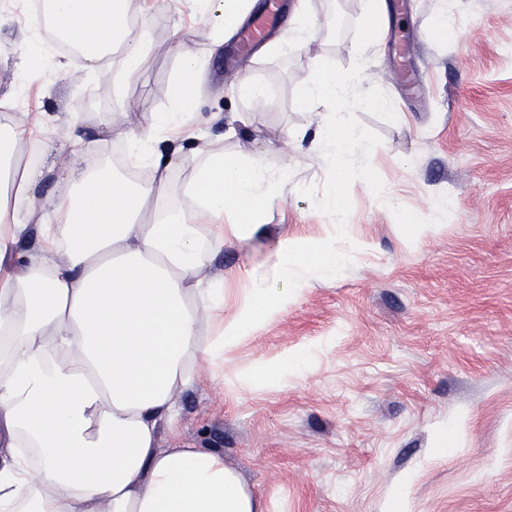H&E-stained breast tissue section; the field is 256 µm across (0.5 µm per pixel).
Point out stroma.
<instances>
[{
  "mask_svg": "<svg viewBox=\"0 0 512 512\" xmlns=\"http://www.w3.org/2000/svg\"><path fill=\"white\" fill-rule=\"evenodd\" d=\"M386 3L389 31L366 47L365 0H308L310 16L335 18V28L278 58L232 38L211 53L210 25L184 0H134L129 36L151 43L137 70L117 85L120 53L100 73L71 60L9 118L25 125L46 113L63 162L72 148L57 114L93 115L109 163L130 124L170 108L181 49L206 55L203 111L246 119L233 140L223 123L203 128L213 152L264 148L288 167L283 201L213 262L229 296L248 293L239 268L264 275L287 236L339 235L355 258L336 277L308 278L285 313L228 353L215 383L185 391L161 447L220 451L266 512H386L398 493L407 512H512V0ZM444 12L455 18L448 37L435 30ZM360 54L368 80L358 96L388 106L349 108L376 148L353 162L398 205L350 183L340 225L312 203L329 168L286 133L317 125L296 103L311 61L343 71ZM244 74L266 86L265 105L238 92ZM437 194L454 214L430 208ZM412 224L430 231L414 237ZM293 355L304 363L285 381L251 380Z\"/></svg>",
  "mask_w": 512,
  "mask_h": 512,
  "instance_id": "35a3bbf8",
  "label": "stroma"
}]
</instances>
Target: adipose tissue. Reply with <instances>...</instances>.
Listing matches in <instances>:
<instances>
[{
  "mask_svg": "<svg viewBox=\"0 0 512 512\" xmlns=\"http://www.w3.org/2000/svg\"><path fill=\"white\" fill-rule=\"evenodd\" d=\"M187 2L213 26L219 47L254 7ZM128 10L129 0H42L0 107L19 96L18 78L47 86L66 69L67 58L45 47V27L76 45L90 71H101L118 47L114 80L137 68L151 46L128 38ZM204 70V59L184 49L171 109L126 132L131 160L152 171L143 181L103 167L94 122L78 113L59 119L74 145L63 166L50 162L57 149L42 116L25 127L0 119V512H265L222 453L162 449L159 432L175 429L181 392L203 384L232 347L287 310L305 268L332 277L353 253L283 240V289L251 279L249 298L225 313L224 281L207 268L225 245L257 232L280 202L288 170L271 167L263 152L212 153L200 136L199 164L175 193L178 139L206 121L196 110ZM366 73L362 59L341 73L314 61L297 101L322 125L311 138L288 133L309 140L327 163L331 177L314 206L339 217L348 182L381 192L368 168L349 164L375 151L344 114Z\"/></svg>",
  "mask_w": 512,
  "mask_h": 512,
  "instance_id": "adipose-tissue-1",
  "label": "adipose tissue"
}]
</instances>
